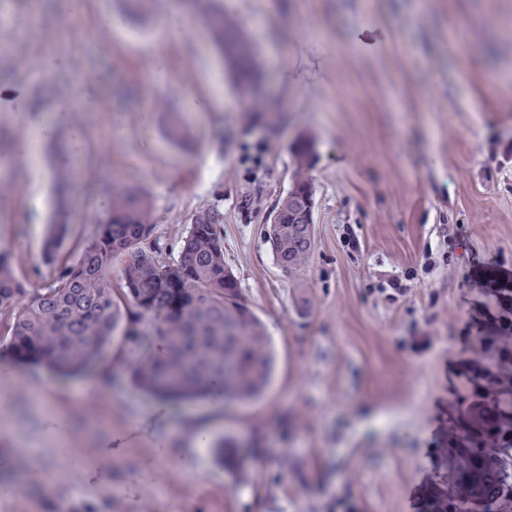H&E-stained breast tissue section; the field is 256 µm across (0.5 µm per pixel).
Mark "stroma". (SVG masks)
<instances>
[{
    "label": "stroma",
    "mask_w": 512,
    "mask_h": 512,
    "mask_svg": "<svg viewBox=\"0 0 512 512\" xmlns=\"http://www.w3.org/2000/svg\"><path fill=\"white\" fill-rule=\"evenodd\" d=\"M172 5L42 0L35 28L31 0H0V246L39 283L53 185L27 182L14 145L54 124L44 154L80 172L77 236L116 183L149 196L170 258L215 211L271 377L238 403L166 402L133 382L120 334L68 379L2 361L0 449H28L35 478L0 512H438L449 443L512 381L482 351L512 324V0H232L255 92L216 46L207 0L162 42ZM108 13L121 30L98 27ZM216 71L222 109L195 111ZM301 136L314 245L288 273L264 232ZM195 411L211 420L199 449Z\"/></svg>",
    "instance_id": "obj_1"
}]
</instances>
